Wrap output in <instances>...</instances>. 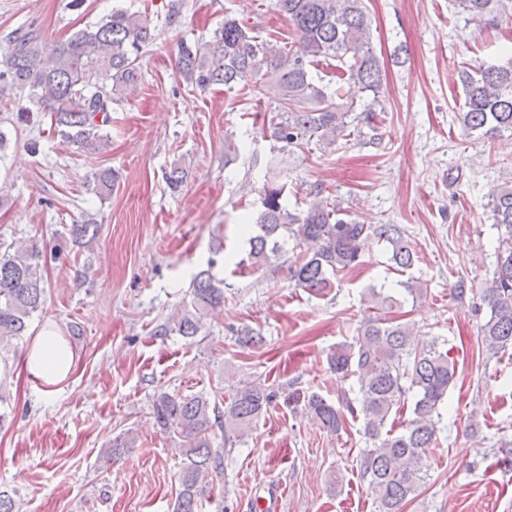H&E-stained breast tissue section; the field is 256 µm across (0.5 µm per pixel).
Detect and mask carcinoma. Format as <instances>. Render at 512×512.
<instances>
[{"label": "carcinoma", "instance_id": "cac0c4a2", "mask_svg": "<svg viewBox=\"0 0 512 512\" xmlns=\"http://www.w3.org/2000/svg\"><path fill=\"white\" fill-rule=\"evenodd\" d=\"M493 2L460 0V6L475 17L490 11ZM274 6L292 26L289 46L260 40L226 17L209 44L179 47L178 69L185 82L201 90L252 84L258 95L275 91L274 107L263 122L282 150L301 149L313 139L331 147L350 140L362 123L376 130L375 119L384 111L379 99L381 71L362 0H275ZM154 39L147 15L124 10L113 11L52 48L19 28L9 36L0 97L29 89L30 101L50 114L51 125L63 140L99 153L109 142L102 126L110 123L112 106L137 86L144 50ZM327 59L336 61V82H353L361 92L372 93L362 108L314 83L310 67ZM101 70L111 73V85L98 83ZM457 76L466 93L460 119L467 134L512 133V61L463 68ZM117 180L115 171L101 168L86 181V189L104 199ZM285 190L280 183L264 185L261 206L246 225L253 269L270 265L292 238L299 253L288 265V280L319 296L363 263L372 236L389 244L397 271L404 273L414 266L415 253L400 225L356 224L336 203L322 199L305 211H292L283 203ZM491 213L500 246L492 277L479 288L490 311L480 325V341L486 352L496 356L512 350L511 185L492 195ZM97 231L94 217L86 215L70 225L69 236L72 243L83 246ZM46 265L35 245L0 244V349L27 335L31 320L43 308ZM362 301L368 315L354 341L336 345L327 356L337 376L357 378L356 396L343 393L334 403L313 393L304 401L303 414L332 435L350 420L360 423L366 448L359 455V471L375 512H402L428 478V454L439 445L441 409L448 406L456 362L448 355V340L434 337L418 343L412 338L408 323L394 316L404 304L400 294L369 288ZM223 303L224 289L210 271L203 270L193 282L191 308L160 325L155 335L175 332L193 338L207 313ZM277 397L265 382L253 380L239 382L222 409L203 394L161 393L153 400L156 425L181 438L185 456L173 512H198L203 485L223 474L224 455L214 447V429L224 431V445H235L256 427ZM408 408L412 417L397 425Z\"/></svg>", "mask_w": 512, "mask_h": 512}]
</instances>
